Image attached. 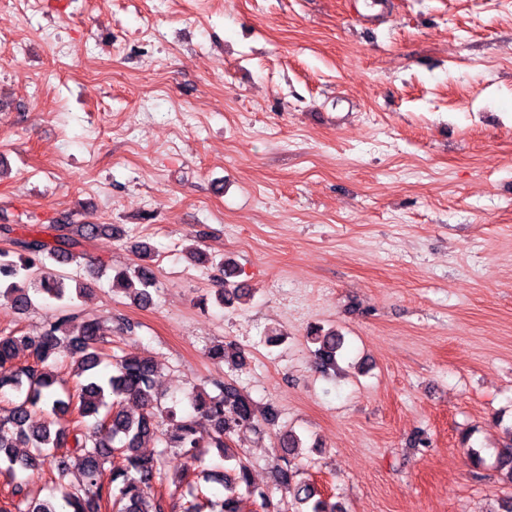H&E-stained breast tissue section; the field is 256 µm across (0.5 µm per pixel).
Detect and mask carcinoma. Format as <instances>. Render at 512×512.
I'll return each instance as SVG.
<instances>
[{"label": "carcinoma", "instance_id": "1", "mask_svg": "<svg viewBox=\"0 0 512 512\" xmlns=\"http://www.w3.org/2000/svg\"><path fill=\"white\" fill-rule=\"evenodd\" d=\"M53 240L28 237L13 240L15 250L0 251V263L10 266V276L0 278V298L23 314L33 304L32 295L59 303L60 313L47 320L38 336L0 333V394L10 391L16 401L0 412V472L13 480L12 495L19 498L24 512H172L176 504L154 490V485L171 481L179 486L182 478H169L165 469L166 449L175 448L193 461L201 449L214 448L228 462L224 474L216 480L224 484V499L206 501L211 512H239V489L258 500L261 512H287L282 501L253 486L250 466L236 455L229 441L260 424H272L277 412L258 409L254 400L231 383H218L212 395L197 388L187 395L191 413L178 415L176 405L162 407L154 386L155 365L139 355L124 357L104 351L105 337L100 335V319L76 310L75 301L83 296V285L67 288V276L47 267L50 260L58 266L79 263L82 243L101 233L121 235L110 224H55ZM146 262L133 271H119L112 278V288L122 292L140 307L152 304L156 287L151 264L152 248L139 245ZM245 292L237 285L224 284L215 301L224 308H235ZM309 339L316 345L314 356L320 367L336 364V354L344 347V336L336 330L314 326ZM28 352L29 359L19 361ZM70 362L75 389L65 382L51 363ZM127 401L141 407L138 417L124 409ZM52 416L48 422L33 423L36 412ZM164 412L171 428L157 435L156 415ZM209 425L198 430L197 419ZM152 440L164 445L157 455L145 456L139 449ZM30 450L20 455L18 443ZM63 443L75 448L71 459L59 457L55 448ZM302 440L293 431L279 437L278 447L284 467L279 483L288 489L297 512H343L323 498L315 484L297 479L298 473L288 456L301 447ZM111 465L110 479L104 481L105 465ZM49 466L53 474L51 497L38 499L26 492L30 475Z\"/></svg>", "mask_w": 512, "mask_h": 512}]
</instances>
